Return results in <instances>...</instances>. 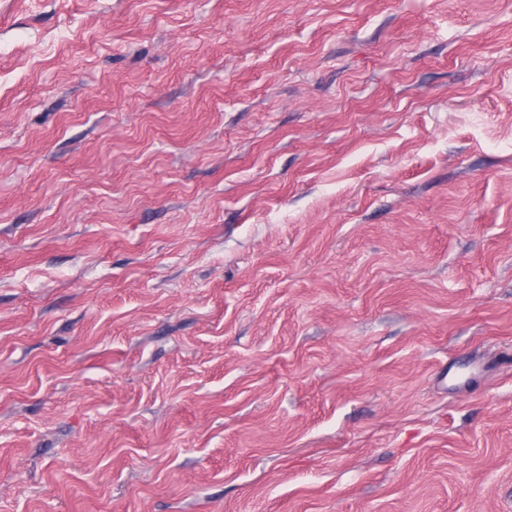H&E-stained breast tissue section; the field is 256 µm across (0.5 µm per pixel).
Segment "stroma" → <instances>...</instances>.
<instances>
[{"instance_id":"35a3bbf8","label":"stroma","mask_w":512,"mask_h":512,"mask_svg":"<svg viewBox=\"0 0 512 512\" xmlns=\"http://www.w3.org/2000/svg\"><path fill=\"white\" fill-rule=\"evenodd\" d=\"M0 512H512V0H0Z\"/></svg>"}]
</instances>
